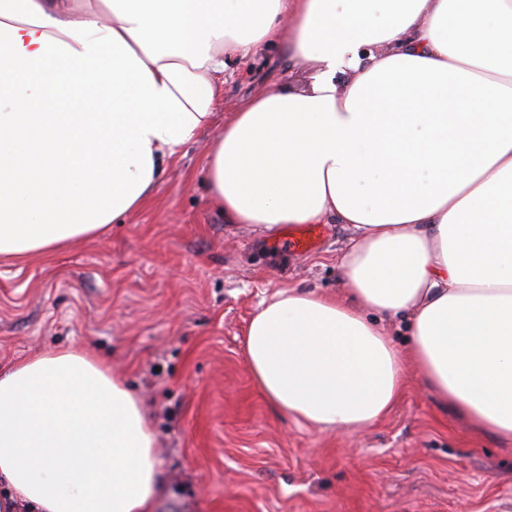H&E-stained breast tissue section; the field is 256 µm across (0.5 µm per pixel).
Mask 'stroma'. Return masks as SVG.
<instances>
[{
  "instance_id": "1",
  "label": "stroma",
  "mask_w": 512,
  "mask_h": 512,
  "mask_svg": "<svg viewBox=\"0 0 512 512\" xmlns=\"http://www.w3.org/2000/svg\"><path fill=\"white\" fill-rule=\"evenodd\" d=\"M281 42L227 57L211 127L185 145L142 207L98 237L0 262V367L91 349L139 394L157 435L156 512H512V446L441 408L409 368L394 408L352 435L277 413L255 385L243 335L282 288L342 293L348 231L311 248L228 224L210 205L205 154L225 122L274 83L309 79Z\"/></svg>"
}]
</instances>
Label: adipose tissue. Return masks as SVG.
Listing matches in <instances>:
<instances>
[{
    "instance_id": "obj_1",
    "label": "adipose tissue",
    "mask_w": 512,
    "mask_h": 512,
    "mask_svg": "<svg viewBox=\"0 0 512 512\" xmlns=\"http://www.w3.org/2000/svg\"><path fill=\"white\" fill-rule=\"evenodd\" d=\"M312 62L205 158L228 224L345 225V298L282 288L245 333L281 415L354 433L408 366L512 446V0H0V257L92 239L210 126L225 55ZM406 322L398 347L383 320ZM139 397L83 349L0 369V512H151Z\"/></svg>"
}]
</instances>
